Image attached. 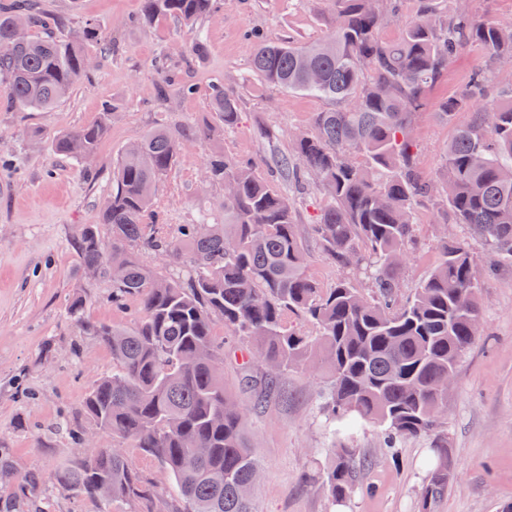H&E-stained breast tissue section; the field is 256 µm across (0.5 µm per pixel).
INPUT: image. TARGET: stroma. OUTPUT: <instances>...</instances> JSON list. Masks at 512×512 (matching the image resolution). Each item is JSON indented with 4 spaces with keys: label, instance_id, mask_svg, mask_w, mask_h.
Listing matches in <instances>:
<instances>
[{
    "label": "stroma",
    "instance_id": "stroma-1",
    "mask_svg": "<svg viewBox=\"0 0 512 512\" xmlns=\"http://www.w3.org/2000/svg\"><path fill=\"white\" fill-rule=\"evenodd\" d=\"M52 13L60 34L97 24L105 48L96 65L68 98L48 112L17 109L0 92V448L8 449L18 474L46 480V512H99L96 502L56 490L51 479L66 465L62 420L85 423L84 405L97 378L112 367L108 348L71 322L69 296L81 285L75 253L79 225L95 224L103 239L111 229L100 215L112 185V165L122 150L156 124L186 137L172 170L159 181L155 205L168 223L189 224L215 212L224 189L202 178L208 154L221 151L250 159L263 176L268 163L287 152L295 134L309 127L322 100L288 93L258 81L250 71L257 30L273 42H317L328 37L322 18L327 0H215L203 17L208 50L189 58L193 34L176 19L140 21L141 0H35ZM488 59L477 47L460 53L430 92L429 105L413 120L417 165L439 173L457 125L439 115L440 101L463 89ZM195 85L184 96L159 97L164 77ZM223 83L239 97L237 128L215 139L204 130L212 121L207 91ZM112 105V125L101 141L88 177L84 166L58 155L55 134L93 122ZM416 234L421 249L402 276L413 289L432 270L441 229L432 204L418 206ZM482 332L463 358L448 388V446L456 475L433 512H503L512 504V265L504 264L480 288ZM212 333L224 342V391L244 409L243 431L259 459L263 478L256 489L258 512H419V488L430 454L425 438L402 440L388 450L373 424L333 436L322 410L315 374L296 368L277 393L253 409L239 383L241 360L224 341L222 322ZM357 448L368 464L358 491L332 502L323 476L335 439Z\"/></svg>",
    "mask_w": 512,
    "mask_h": 512
}]
</instances>
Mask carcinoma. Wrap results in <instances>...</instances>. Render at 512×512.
Segmentation results:
<instances>
[{"label": "carcinoma", "mask_w": 512, "mask_h": 512, "mask_svg": "<svg viewBox=\"0 0 512 512\" xmlns=\"http://www.w3.org/2000/svg\"><path fill=\"white\" fill-rule=\"evenodd\" d=\"M213 2L142 0L141 18L191 26ZM399 2L330 0L326 39L256 41L250 69L257 80L329 104L314 113L311 131L274 159L288 182L312 180L324 190L315 223H296L288 195L253 163L213 152L204 164L208 182L231 184L232 198L214 215L173 226L154 209V190L180 142L159 125L122 151L102 210L111 239L104 241L95 224L80 225L77 258L83 274L110 284L112 304L134 301L139 317L129 326L91 322L79 289L67 303L68 317L112 352V372L96 380L85 402L90 427L72 425L69 445L82 446L92 428L108 433L112 447L90 449L59 470L56 489L105 505L101 512L116 503L159 501L163 495L128 460L130 447L162 464L174 485V512H256L261 465L241 430L244 410L224 393V345L212 335L220 320L249 348L241 382L254 408L288 368L316 362L330 423H374L388 448L405 438L431 440L421 512H432L448 490L455 462L442 410L448 380L480 319L478 265L465 241L440 236L436 265L404 299L400 270L419 249L413 215L423 200L436 206L440 223L459 224L482 241L491 257L487 272L512 261V84L495 85L478 70L441 102L444 117H471L456 127L435 181L417 169L411 119L464 49L481 48L493 69L512 60V27L478 21L461 3L442 15L422 0L418 19L399 39L385 41L380 31L397 19ZM20 19L40 34L14 39ZM57 26L30 0H0V90L11 104L48 112L92 67L88 45L99 39V27L89 23L74 39L58 35ZM313 70L321 75L317 83ZM209 102L211 130L237 127L234 93L214 84ZM110 127L107 105L95 122L52 143L83 163ZM310 236L347 272L328 288L308 272ZM359 278L368 290L358 288ZM256 359L266 365L260 376ZM42 485V476H26L0 496V512H42ZM325 485L338 502L355 492L356 449L332 448Z\"/></svg>", "instance_id": "1"}]
</instances>
